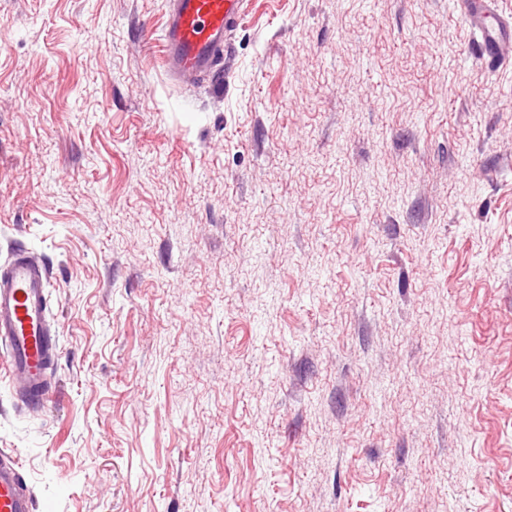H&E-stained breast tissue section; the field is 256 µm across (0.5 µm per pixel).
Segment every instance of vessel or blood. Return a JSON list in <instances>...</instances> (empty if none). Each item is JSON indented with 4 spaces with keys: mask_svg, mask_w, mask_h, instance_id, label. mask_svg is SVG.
<instances>
[{
    "mask_svg": "<svg viewBox=\"0 0 512 512\" xmlns=\"http://www.w3.org/2000/svg\"><path fill=\"white\" fill-rule=\"evenodd\" d=\"M460 6L481 34L482 54L496 64L511 61L512 18L500 14L498 0H461ZM245 8L246 0H168L162 41L170 79L222 83L232 66L224 45ZM49 301L47 270L38 258L17 253L0 263V368L33 411L53 395L46 378L57 352ZM0 512H35L22 465L7 449L0 450Z\"/></svg>",
    "mask_w": 512,
    "mask_h": 512,
    "instance_id": "1",
    "label": "vessel or blood"
}]
</instances>
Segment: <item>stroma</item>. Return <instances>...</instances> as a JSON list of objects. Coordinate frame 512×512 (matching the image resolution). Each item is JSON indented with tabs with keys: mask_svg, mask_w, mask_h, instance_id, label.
<instances>
[{
	"mask_svg": "<svg viewBox=\"0 0 512 512\" xmlns=\"http://www.w3.org/2000/svg\"><path fill=\"white\" fill-rule=\"evenodd\" d=\"M0 0V262L52 269L36 512H512V64L456 0ZM246 0H168L162 32L167 74L176 83L207 77L219 84L232 66L224 45Z\"/></svg>",
	"mask_w": 512,
	"mask_h": 512,
	"instance_id": "obj_1",
	"label": "stroma"
}]
</instances>
